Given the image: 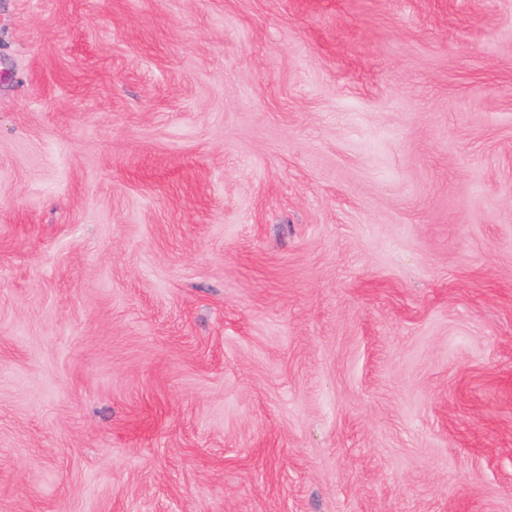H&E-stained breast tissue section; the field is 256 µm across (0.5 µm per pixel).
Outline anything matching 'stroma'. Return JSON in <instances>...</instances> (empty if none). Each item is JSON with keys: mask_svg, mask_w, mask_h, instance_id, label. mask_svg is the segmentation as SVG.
Segmentation results:
<instances>
[{"mask_svg": "<svg viewBox=\"0 0 512 512\" xmlns=\"http://www.w3.org/2000/svg\"><path fill=\"white\" fill-rule=\"evenodd\" d=\"M0 512H512V0H0Z\"/></svg>", "mask_w": 512, "mask_h": 512, "instance_id": "obj_1", "label": "stroma"}]
</instances>
